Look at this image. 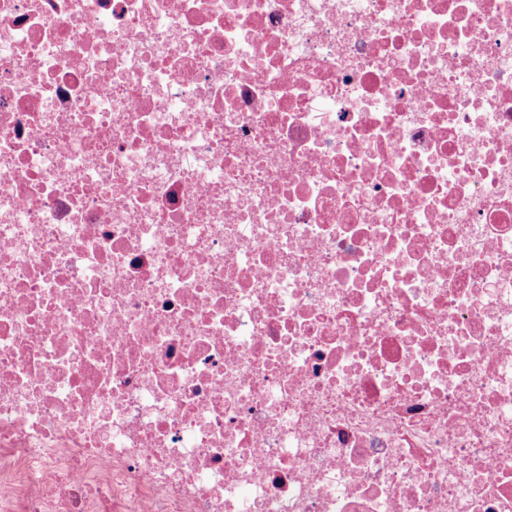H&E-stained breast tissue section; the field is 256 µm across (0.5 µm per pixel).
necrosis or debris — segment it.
<instances>
[{"mask_svg": "<svg viewBox=\"0 0 512 512\" xmlns=\"http://www.w3.org/2000/svg\"><path fill=\"white\" fill-rule=\"evenodd\" d=\"M0 512H512V0H0Z\"/></svg>", "mask_w": 512, "mask_h": 512, "instance_id": "obj_1", "label": "necrosis or debris"}]
</instances>
